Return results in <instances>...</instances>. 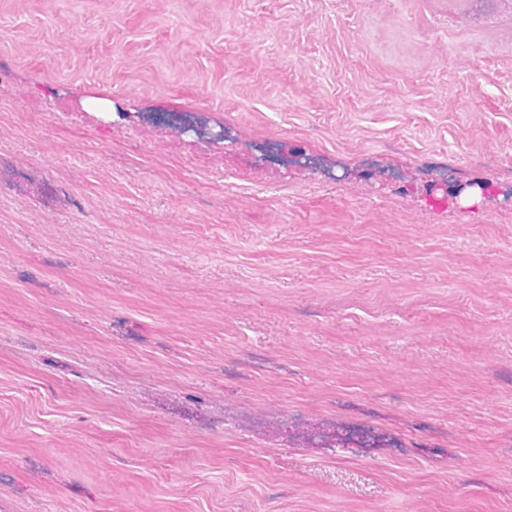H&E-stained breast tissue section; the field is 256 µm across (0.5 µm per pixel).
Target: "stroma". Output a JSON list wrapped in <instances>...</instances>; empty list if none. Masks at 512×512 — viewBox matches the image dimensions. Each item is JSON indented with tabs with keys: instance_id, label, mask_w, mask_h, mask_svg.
I'll list each match as a JSON object with an SVG mask.
<instances>
[{
	"instance_id": "35a3bbf8",
	"label": "stroma",
	"mask_w": 512,
	"mask_h": 512,
	"mask_svg": "<svg viewBox=\"0 0 512 512\" xmlns=\"http://www.w3.org/2000/svg\"><path fill=\"white\" fill-rule=\"evenodd\" d=\"M509 186L512 0H0V512H512Z\"/></svg>"
}]
</instances>
